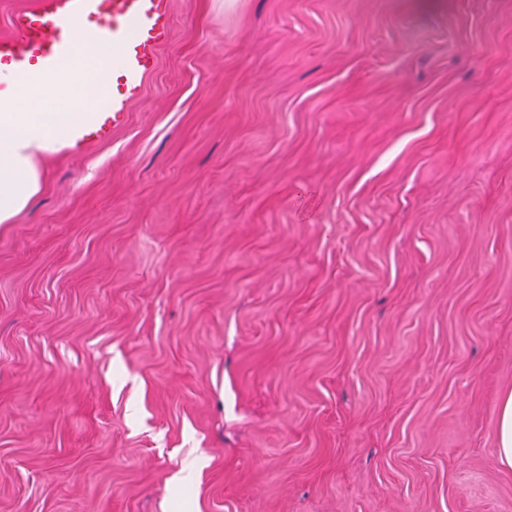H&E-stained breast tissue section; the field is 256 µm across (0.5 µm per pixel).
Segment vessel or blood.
<instances>
[{
  "instance_id": "obj_1",
  "label": "vessel or blood",
  "mask_w": 512,
  "mask_h": 512,
  "mask_svg": "<svg viewBox=\"0 0 512 512\" xmlns=\"http://www.w3.org/2000/svg\"><path fill=\"white\" fill-rule=\"evenodd\" d=\"M86 23L93 43L113 44L118 55L112 61V98L71 133L72 152L109 140L140 97L171 34L170 0H33L12 14L10 34L0 36V85L30 78L35 59L48 73L68 68L78 58V35Z\"/></svg>"
}]
</instances>
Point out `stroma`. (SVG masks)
Returning a JSON list of instances; mask_svg holds the SVG:
<instances>
[{
	"label": "stroma",
	"instance_id": "35a3bbf8",
	"mask_svg": "<svg viewBox=\"0 0 512 512\" xmlns=\"http://www.w3.org/2000/svg\"><path fill=\"white\" fill-rule=\"evenodd\" d=\"M0 224V512H512V0H171ZM499 412L498 456L501 463L512 467V392L503 398Z\"/></svg>",
	"mask_w": 512,
	"mask_h": 512
}]
</instances>
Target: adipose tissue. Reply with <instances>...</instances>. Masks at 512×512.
Instances as JSON below:
<instances>
[{"label": "adipose tissue", "instance_id": "adipose-tissue-1", "mask_svg": "<svg viewBox=\"0 0 512 512\" xmlns=\"http://www.w3.org/2000/svg\"><path fill=\"white\" fill-rule=\"evenodd\" d=\"M87 60L35 85L0 89V224L25 211L41 188L37 159L63 143L89 118V101L77 92L88 76Z\"/></svg>", "mask_w": 512, "mask_h": 512}]
</instances>
